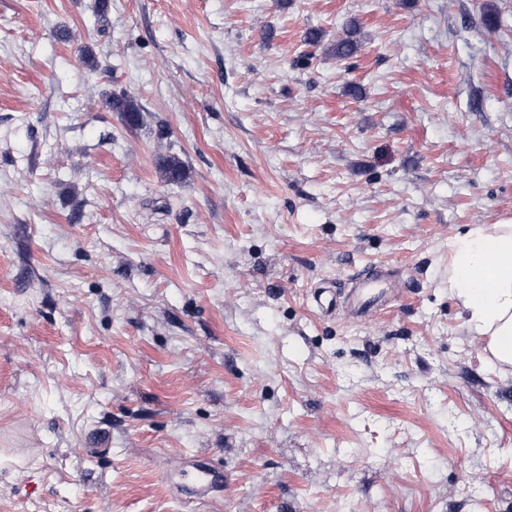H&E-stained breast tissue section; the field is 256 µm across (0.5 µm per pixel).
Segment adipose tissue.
Wrapping results in <instances>:
<instances>
[{
  "label": "adipose tissue",
  "mask_w": 512,
  "mask_h": 512,
  "mask_svg": "<svg viewBox=\"0 0 512 512\" xmlns=\"http://www.w3.org/2000/svg\"><path fill=\"white\" fill-rule=\"evenodd\" d=\"M448 284L473 331L512 359V225L480 224L449 245Z\"/></svg>",
  "instance_id": "ef3b65f1"
}]
</instances>
